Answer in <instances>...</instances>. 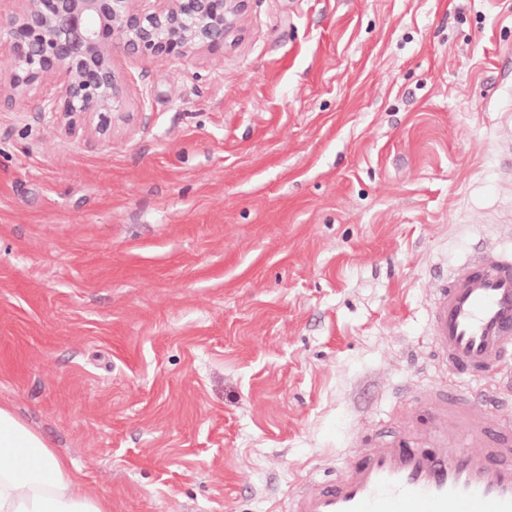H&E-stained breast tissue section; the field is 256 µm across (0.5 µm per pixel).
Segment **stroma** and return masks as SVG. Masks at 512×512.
I'll return each instance as SVG.
<instances>
[{
    "label": "stroma",
    "instance_id": "1",
    "mask_svg": "<svg viewBox=\"0 0 512 512\" xmlns=\"http://www.w3.org/2000/svg\"><path fill=\"white\" fill-rule=\"evenodd\" d=\"M120 64L111 139L0 110V401L112 512H289L440 383L434 270L512 246V0H246Z\"/></svg>",
    "mask_w": 512,
    "mask_h": 512
}]
</instances>
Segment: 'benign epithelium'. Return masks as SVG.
Masks as SVG:
<instances>
[{
	"mask_svg": "<svg viewBox=\"0 0 512 512\" xmlns=\"http://www.w3.org/2000/svg\"><path fill=\"white\" fill-rule=\"evenodd\" d=\"M0 14V40L11 48V67L0 77V106L11 108L57 76L58 95L37 111L68 133L90 127L112 137L128 121L130 80L115 55L161 62L214 51L238 31L245 0H17Z\"/></svg>",
	"mask_w": 512,
	"mask_h": 512,
	"instance_id": "7a95c632",
	"label": "benign epithelium"
}]
</instances>
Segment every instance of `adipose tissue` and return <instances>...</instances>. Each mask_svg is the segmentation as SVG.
<instances>
[{
  "mask_svg": "<svg viewBox=\"0 0 512 512\" xmlns=\"http://www.w3.org/2000/svg\"><path fill=\"white\" fill-rule=\"evenodd\" d=\"M0 512H111L69 461L0 403Z\"/></svg>",
  "mask_w": 512,
  "mask_h": 512,
  "instance_id": "obj_1",
  "label": "adipose tissue"
}]
</instances>
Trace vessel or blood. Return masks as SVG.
<instances>
[{
    "label": "vessel or blood",
    "instance_id": "obj_1",
    "mask_svg": "<svg viewBox=\"0 0 512 512\" xmlns=\"http://www.w3.org/2000/svg\"><path fill=\"white\" fill-rule=\"evenodd\" d=\"M429 344L446 381L408 405V424L380 446L354 439L336 477L303 482L289 512H512V250L479 247L438 273Z\"/></svg>",
    "mask_w": 512,
    "mask_h": 512
}]
</instances>
